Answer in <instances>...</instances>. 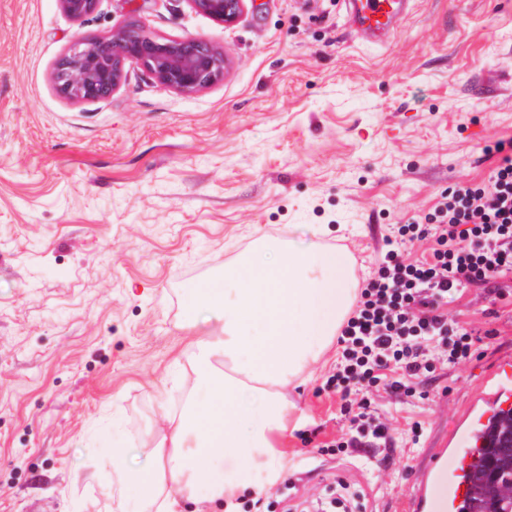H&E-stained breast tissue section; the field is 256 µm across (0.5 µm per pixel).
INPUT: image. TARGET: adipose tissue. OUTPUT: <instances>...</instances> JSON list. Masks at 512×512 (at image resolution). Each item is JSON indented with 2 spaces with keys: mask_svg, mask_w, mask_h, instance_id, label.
Returning <instances> with one entry per match:
<instances>
[{
  "mask_svg": "<svg viewBox=\"0 0 512 512\" xmlns=\"http://www.w3.org/2000/svg\"><path fill=\"white\" fill-rule=\"evenodd\" d=\"M224 279L230 293L188 294L190 310L224 307L218 333L193 351L196 383L219 409L165 415L152 470L113 461L119 512H181L186 501L231 499L259 470L276 477L274 437L287 431L292 410L284 390L320 358L355 296L348 255L319 246L294 251L267 242L225 267Z\"/></svg>",
  "mask_w": 512,
  "mask_h": 512,
  "instance_id": "obj_1",
  "label": "adipose tissue"
}]
</instances>
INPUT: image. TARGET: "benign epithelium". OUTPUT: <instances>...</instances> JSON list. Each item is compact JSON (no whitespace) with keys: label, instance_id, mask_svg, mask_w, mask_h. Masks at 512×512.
Returning a JSON list of instances; mask_svg holds the SVG:
<instances>
[{"label":"benign epithelium","instance_id":"benign-epithelium-1","mask_svg":"<svg viewBox=\"0 0 512 512\" xmlns=\"http://www.w3.org/2000/svg\"><path fill=\"white\" fill-rule=\"evenodd\" d=\"M74 20L92 14L99 0H58ZM191 7L219 25L234 24L245 0H188ZM135 66L159 85L179 93H194L224 79L228 57L224 49L195 37H167L130 18L103 37H74L58 60L53 81L57 91L75 101L109 97Z\"/></svg>","mask_w":512,"mask_h":512}]
</instances>
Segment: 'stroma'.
Wrapping results in <instances>:
<instances>
[{
  "label": "stroma",
  "mask_w": 512,
  "mask_h": 512,
  "mask_svg": "<svg viewBox=\"0 0 512 512\" xmlns=\"http://www.w3.org/2000/svg\"><path fill=\"white\" fill-rule=\"evenodd\" d=\"M131 16L223 47V81L183 94L132 67L109 98L61 97L70 41ZM496 139H512V0H415L381 48L357 42L339 0H246L228 27L188 0H100L79 21L57 0H0V512H116L113 455L150 466L164 413L210 402L192 353L217 322H187L191 282L223 287L225 266L281 232L348 253L364 279L388 225L488 178ZM498 286L502 299L471 287L448 306L481 331L474 356L437 364L414 395L373 391L389 439L333 457L297 436L352 435L339 396L319 392L329 348L286 391L268 500L311 503L338 480L352 512H407L425 464L512 361V275Z\"/></svg>",
  "instance_id": "1"
}]
</instances>
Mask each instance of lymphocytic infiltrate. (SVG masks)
Returning a JSON list of instances; mask_svg holds the SVG:
<instances>
[{
	"label": "lymphocytic infiltrate",
	"instance_id": "obj_1",
	"mask_svg": "<svg viewBox=\"0 0 512 512\" xmlns=\"http://www.w3.org/2000/svg\"><path fill=\"white\" fill-rule=\"evenodd\" d=\"M500 160L487 180L441 191L431 209L391 225L388 249L363 280L356 303L339 328L340 362L323 385L340 391L344 413L366 423L350 443L319 440L318 429L300 432L304 444L334 455L386 439L364 390H410L434 371L428 350L445 348L449 364L467 361L474 332L450 320L448 306L462 288H493L512 273V139L486 145ZM431 241L428 255L413 260L408 249Z\"/></svg>",
	"mask_w": 512,
	"mask_h": 512
}]
</instances>
